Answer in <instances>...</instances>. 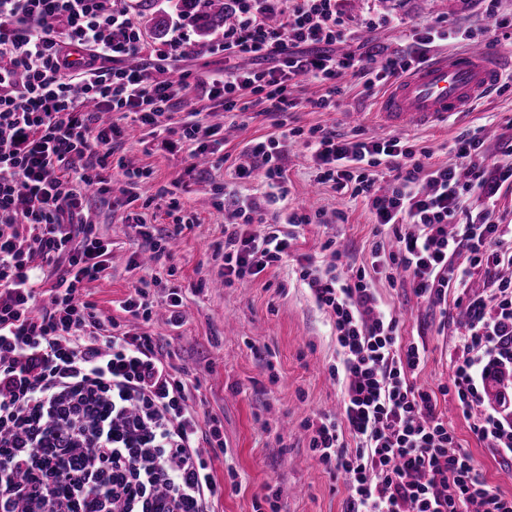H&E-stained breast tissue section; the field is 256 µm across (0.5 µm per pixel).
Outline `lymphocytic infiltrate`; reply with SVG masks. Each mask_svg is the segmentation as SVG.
Instances as JSON below:
<instances>
[{
    "mask_svg": "<svg viewBox=\"0 0 512 512\" xmlns=\"http://www.w3.org/2000/svg\"><path fill=\"white\" fill-rule=\"evenodd\" d=\"M115 2L0 0V512H217L222 490L204 451L224 440L218 421L199 417L197 383L178 377L171 352L150 333L105 324L83 298L112 258L88 221L89 189L107 194L113 180L147 177L125 166L105 177L121 135L106 114L134 115L153 130L192 88L228 112L259 100L279 130L251 147L267 190L235 202L224 227L225 284L282 262L296 228L312 221L294 208L283 225L252 227L263 205L289 195V138L310 150L316 183L370 206L377 241L365 263L344 267L335 249L298 269L332 320L330 375L342 387L339 412L301 427L318 461L348 477V512H512V496L485 480L438 408L439 395L454 394L478 440L512 458V225L476 223L464 209L474 193L495 199L512 184V167L489 168L476 132L458 136L454 162L437 166L404 138L287 126L293 80L326 85L314 106L332 109L343 75L364 77L370 90L469 33L437 23L410 30L404 49L384 60L340 57L335 46L353 36L341 0H230L223 74L161 81L154 63L186 53L180 26L147 49ZM104 30L110 40L100 39ZM76 47L86 52L78 70L69 62ZM146 51L151 62L124 66ZM239 57L255 67L241 69ZM220 131L192 111L161 146L204 157ZM382 168L392 174L385 187ZM479 271L484 290L475 293ZM382 278L463 316L452 383L439 393L412 380L428 349L402 335L377 292Z\"/></svg>",
    "mask_w": 512,
    "mask_h": 512,
    "instance_id": "f902f5d3",
    "label": "lymphocytic infiltrate"
}]
</instances>
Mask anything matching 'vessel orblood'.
Listing matches in <instances>:
<instances>
[{
    "instance_id": "b4317fda",
    "label": "vessel or blood",
    "mask_w": 512,
    "mask_h": 512,
    "mask_svg": "<svg viewBox=\"0 0 512 512\" xmlns=\"http://www.w3.org/2000/svg\"><path fill=\"white\" fill-rule=\"evenodd\" d=\"M510 68L512 58L484 47L438 56L389 86L378 101L376 116L398 128L448 120L494 91Z\"/></svg>"
}]
</instances>
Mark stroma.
<instances>
[{
	"label": "stroma",
	"instance_id": "35a3bbf8",
	"mask_svg": "<svg viewBox=\"0 0 512 512\" xmlns=\"http://www.w3.org/2000/svg\"><path fill=\"white\" fill-rule=\"evenodd\" d=\"M345 18L355 30L348 50L357 49L382 58L398 50L404 29L437 22L473 32L475 42L495 53L512 54V0H343ZM191 46L186 56L168 60L170 71L220 70L224 55L210 52L221 32L201 35L193 18L182 17ZM325 92L320 83L305 80L292 86L296 106L288 113L289 127L333 128L347 135L392 136L395 128L377 123V96L367 95L362 79L345 78L336 91L331 110L313 108ZM112 120L127 134L114 146L113 161L130 168L151 170L139 186L113 184L110 194L94 197L89 219L112 244L108 275L88 284L85 293L97 313L125 322L118 303L145 279L154 302L148 329L165 348L175 353L177 367L199 381L196 397L201 417L222 424L224 451L207 450L223 488L218 512H255L266 487L278 489L282 512H346V479L330 473L312 455L301 422L315 412L336 410L341 391L328 373L336 361V338L328 315L311 301L295 279L296 261L320 253L326 241L340 242L349 261L361 265L374 242L373 216L362 200H355L313 181L310 152L303 141L288 143L285 168L290 180L289 205L303 204L324 214L323 223L302 227L293 255L259 275L245 276L226 287L220 271L224 263L217 248L224 242V226L233 219L225 195L255 194L260 184L233 179L236 165L250 164L249 149L276 129L254 105L235 117L233 134L224 140L226 162L222 168L191 167L186 152H168L148 132L129 125L120 113ZM481 129L489 162L506 165L501 147L512 140V79L503 78L491 94L476 100L464 114L448 121L404 129L403 137L430 152L438 164L451 161L455 136ZM174 189L183 203L188 228L167 247L162 260L149 270L132 269L128 260L141 241L138 221L164 238L171 220L163 209L161 189ZM382 301L403 316L406 338H422L428 348L415 382L437 390L452 374L450 350L453 329H440L438 308L418 302L410 289L376 283ZM182 298L185 323L171 329L165 323L171 290ZM438 407L450 416L456 436L473 456L488 482L512 495V482L502 478L512 461L502 460L479 441L468 422L457 415L449 397H439ZM236 471L239 485L228 473Z\"/></svg>",
	"mask_w": 512,
	"mask_h": 512
}]
</instances>
